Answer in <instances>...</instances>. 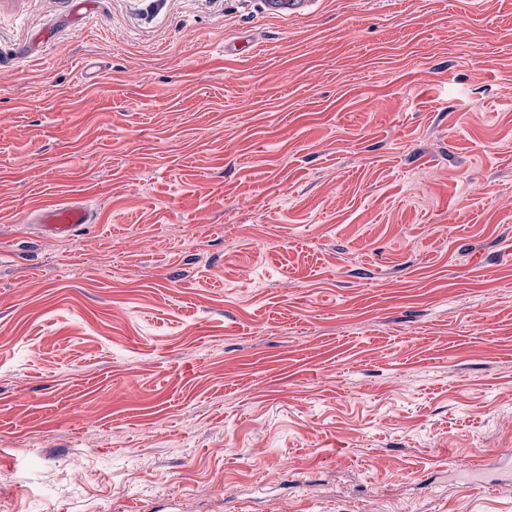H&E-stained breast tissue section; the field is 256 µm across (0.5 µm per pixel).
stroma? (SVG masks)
I'll list each match as a JSON object with an SVG mask.
<instances>
[{
    "mask_svg": "<svg viewBox=\"0 0 512 512\" xmlns=\"http://www.w3.org/2000/svg\"><path fill=\"white\" fill-rule=\"evenodd\" d=\"M507 448L512 0H0V512H512ZM266 11L275 15H298L305 13L314 0H264ZM38 220L51 233L64 234L80 224L91 223L92 211L83 204H64L43 210Z\"/></svg>",
    "mask_w": 512,
    "mask_h": 512,
    "instance_id": "stroma-1",
    "label": "stroma"
}]
</instances>
